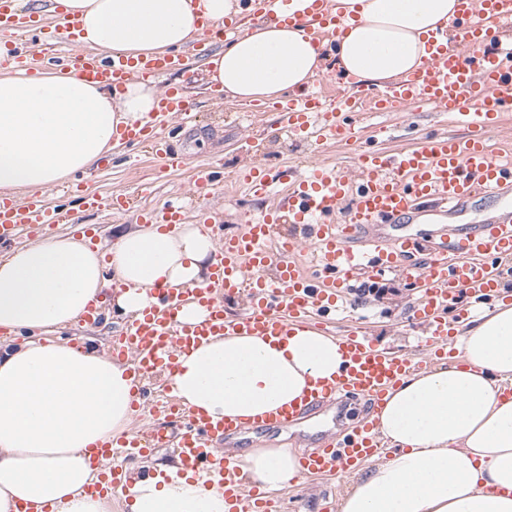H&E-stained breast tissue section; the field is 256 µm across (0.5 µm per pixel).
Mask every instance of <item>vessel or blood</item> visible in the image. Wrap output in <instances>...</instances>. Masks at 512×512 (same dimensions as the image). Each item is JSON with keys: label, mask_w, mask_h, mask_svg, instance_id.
I'll return each instance as SVG.
<instances>
[{"label": "vessel or blood", "mask_w": 512, "mask_h": 512, "mask_svg": "<svg viewBox=\"0 0 512 512\" xmlns=\"http://www.w3.org/2000/svg\"><path fill=\"white\" fill-rule=\"evenodd\" d=\"M269 18L304 26L314 36L339 31L343 19L334 13L331 0H312L305 12L289 9L291 0H268ZM453 26L463 43L460 51L449 49L446 40L429 35V57L416 71L401 78L371 108L393 112L418 111L430 106L472 127L469 138L429 137L421 144L398 152L358 151L357 176L321 163L308 165L290 177L287 198L277 207L262 211L237 234L224 237L214 257L208 279L195 288H157L153 300L140 315L126 321L112 342V356L133 358L134 412H142V397L150 377H165L161 397L154 408L177 423L179 436L165 429L150 436L133 435L117 444H102L99 456L112 459L106 483H92L90 493L104 486L127 488L123 458L146 456L158 448H172L183 470H208L224 488L228 512H282L280 500L253 486L247 474L229 454H220L230 438L259 428H291L343 398H364L379 408L390 387L415 369L413 358L378 347L362 328L351 327L337 339L342 355L338 374L317 381L294 404L250 421L214 418L181 409L171 379L176 356L190 353L210 337L252 333L275 343L299 330L310 329V313H326L338 303L340 289L348 287L372 262L398 268L411 242L406 238L383 239L372 228L414 210L423 200L440 202L455 211L477 192L495 194L512 187V161L490 152L485 138L497 127L501 115L512 111V43L502 42L497 32L512 26V0H458ZM77 17L59 15L46 19L36 7H20L18 0H0V48L6 57L0 67L39 74L41 67H62L64 73L90 82L121 87L134 77H153L186 66L183 51L137 59L118 54L81 50ZM36 35L27 47L28 35ZM67 43L72 53H54L57 42ZM279 115L285 132L307 140L311 148L331 141L357 143L359 130L354 105L347 93H335L323 82L311 90L291 94L269 106ZM191 106L177 88L165 91L162 116L189 117ZM131 147L150 152L166 167L177 168L181 157L169 150L154 119L136 121L122 133ZM83 209L109 208L121 214L137 210L144 224L172 229L185 223V210L172 200L161 206L141 204L137 197L117 194L108 198L84 192L81 183L65 191ZM61 208L49 206L43 195L23 200L0 199V237H35L45 228L64 222ZM304 227L314 251L310 267H302L294 237L280 233V224ZM512 256V212L474 230L454 232L446 252L428 261L417 277L419 318L430 325L429 342L448 357L456 349L450 341L448 307L463 292L496 295L505 271L500 259ZM247 293L249 306L238 317L224 314V299ZM204 311L191 322L179 320L187 302ZM372 421H364L329 436L299 458L300 471L308 477L351 473L361 463L380 456L384 448Z\"/></svg>", "instance_id": "1"}]
</instances>
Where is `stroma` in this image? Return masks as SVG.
<instances>
[{"label":"stroma","instance_id":"obj_1","mask_svg":"<svg viewBox=\"0 0 512 512\" xmlns=\"http://www.w3.org/2000/svg\"><path fill=\"white\" fill-rule=\"evenodd\" d=\"M166 84L181 83L197 115L196 123L182 127L178 122H165L170 144L176 154L185 156L189 166L176 171L157 173L156 163L141 151H123L116 160L97 166L91 171L88 186L91 191L107 196L113 193L142 194L150 204L163 203L176 193L186 194L192 209L189 222H196L197 211H214L224 224L225 232L242 229L258 208L236 179L238 170L253 163L270 168L278 175L297 168L300 162L315 157L320 162L352 171L353 148L342 145L325 146L320 154L284 133L273 115L267 112H246L244 105L227 102L219 93L208 89L204 74L187 69L179 75H168ZM363 136L376 138L388 149L408 148L419 141L420 128H429L448 135L462 134L460 126L441 120L431 112H368L362 118ZM208 164L224 175L215 195L200 197L192 192V164ZM279 193H286L287 183L277 182ZM512 208V192L501 191L496 197L477 194L463 204L455 214H447L434 203L414 210L410 218L400 224L381 228L385 237H408L413 247L399 270L375 268L369 270L362 282L354 283L345 294L339 312L335 333H344L354 324H363L371 339L391 351H421L428 335L427 325L416 320L411 307L418 292L411 280L412 274L423 268L427 258L445 248L452 229L471 227L490 219L500 208ZM72 231L87 232L101 248L107 249L116 240L117 227L133 224L131 215L114 216L110 209L98 211L77 210L73 213ZM375 286V293H366V286ZM318 418H311L275 435L258 431L254 436L237 441L235 450L263 448L268 441L280 439L283 447L297 450L312 447L320 437L316 427ZM349 478H303L300 483L284 487L288 512H335L338 498L344 497L352 486Z\"/></svg>","mask_w":512,"mask_h":512}]
</instances>
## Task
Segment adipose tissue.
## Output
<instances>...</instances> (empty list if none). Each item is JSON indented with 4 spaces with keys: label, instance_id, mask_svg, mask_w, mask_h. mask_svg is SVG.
Segmentation results:
<instances>
[{
    "label": "adipose tissue",
    "instance_id": "adipose-tissue-1",
    "mask_svg": "<svg viewBox=\"0 0 512 512\" xmlns=\"http://www.w3.org/2000/svg\"><path fill=\"white\" fill-rule=\"evenodd\" d=\"M347 19L315 40L303 28L262 19L219 45L204 63L209 84L237 102L277 101L335 71L345 85L385 88L422 66L425 34L451 30L457 0H332ZM78 16L81 41L137 57L188 45L205 26L243 12L240 0H52ZM153 80L123 89L70 75H0V196L21 198L92 169L118 146L120 130L158 111ZM216 253L202 225L119 232L109 251L90 237L55 235L0 255V512H112L85 491L97 445L131 428L129 365L96 338L76 349L60 339L89 302L123 283L110 306L127 315L160 285L205 281ZM457 363L415 370L390 388L375 431L392 448L345 496L341 512H512V303L480 307L457 329ZM333 337L296 332L280 344L256 335L216 336L176 356L174 394L185 409L256 418L336 374ZM261 488L296 480L286 448L239 456ZM134 481L130 512H227L205 475Z\"/></svg>",
    "mask_w": 512,
    "mask_h": 512
}]
</instances>
